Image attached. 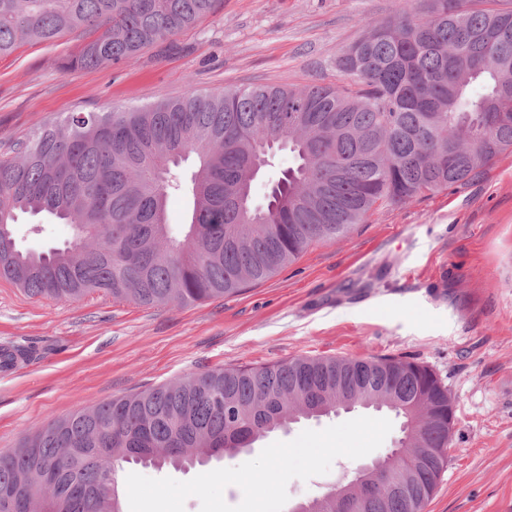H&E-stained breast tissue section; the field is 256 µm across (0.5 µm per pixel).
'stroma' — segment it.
Returning a JSON list of instances; mask_svg holds the SVG:
<instances>
[{"mask_svg": "<svg viewBox=\"0 0 512 512\" xmlns=\"http://www.w3.org/2000/svg\"><path fill=\"white\" fill-rule=\"evenodd\" d=\"M418 0H216L201 21L133 59L66 68L84 38L27 42L0 58V156L71 112L147 106L242 85L336 83V62L362 33ZM17 225L19 247L68 241L43 218ZM34 346L0 372V451L49 420L95 402L208 370L297 356L397 357L427 366L448 388L455 418L448 466L425 512H512V153L468 182L371 211L342 239L237 295L186 307L143 306L94 293L32 298L0 280V344ZM310 419L224 458L233 468L267 443L365 416ZM360 462L291 479L289 503L349 482Z\"/></svg>", "mask_w": 512, "mask_h": 512, "instance_id": "1", "label": "stroma"}]
</instances>
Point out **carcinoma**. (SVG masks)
<instances>
[{"label": "carcinoma", "mask_w": 512, "mask_h": 512, "mask_svg": "<svg viewBox=\"0 0 512 512\" xmlns=\"http://www.w3.org/2000/svg\"><path fill=\"white\" fill-rule=\"evenodd\" d=\"M366 22L339 59L344 83L249 85L149 106L72 112L0 158V279L59 302L103 293L139 305L233 296L313 243L336 241L377 204L464 183L512 151V9L427 0ZM215 0H0V58L22 41L99 32L76 63L134 58L207 16ZM294 166L254 204L273 152ZM194 157L190 177L181 163ZM188 197L182 236L170 194ZM21 213L73 229L48 253L18 248ZM27 355L0 346V369ZM404 417L408 446L377 477L361 512H422L448 465V388L397 358L299 356L219 368L53 419L0 453L14 512H122L116 467L205 466L253 448L302 415L328 416L336 394Z\"/></svg>", "instance_id": "carcinoma-1"}]
</instances>
